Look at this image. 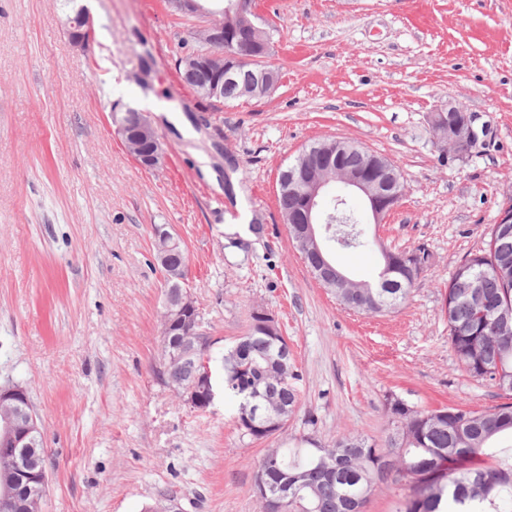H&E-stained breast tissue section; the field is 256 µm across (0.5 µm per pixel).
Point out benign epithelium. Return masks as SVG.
<instances>
[{
	"label": "benign epithelium",
	"instance_id": "benign-epithelium-1",
	"mask_svg": "<svg viewBox=\"0 0 512 512\" xmlns=\"http://www.w3.org/2000/svg\"><path fill=\"white\" fill-rule=\"evenodd\" d=\"M169 6L181 14H199L203 12L200 0H168ZM254 13L252 0H239V2L226 8V20L217 23L211 21L201 29V32L210 34L211 41L223 42L224 29H236V21L246 15ZM93 21L90 15L80 10L70 19L69 39L73 45L85 47L93 37ZM242 51L228 58L224 55L211 52L205 55L185 54L178 60V65L184 67V79H191L196 73L204 71L211 76L206 87L209 100L223 102L224 81L232 79L238 71L247 66L257 65L258 80L272 86L277 85V74L263 67L269 55V48L253 49L245 40L240 41ZM485 129L475 124L473 116H466L462 124L448 123L449 148L459 155L469 153L470 149L478 145ZM118 139L124 146L131 149L136 162L146 170H156L165 161V150L156 137V132L146 118L145 114L130 110L122 118L115 129ZM381 170L377 160H372L364 170L351 172L343 176L345 187L360 193L371 214L373 223L382 224L399 204L402 196L400 184L397 181L385 183L375 177V172ZM293 182L300 189L302 208L305 213V223L310 232H315L314 225L321 223L323 206L322 201L327 193L326 182H312L302 173L293 177ZM164 313L172 323H177L190 315L195 320L197 330L193 336L182 337L177 353L170 355V363L183 359H190L202 352L204 356L198 362L197 369L192 377L185 380L178 389L183 402L194 410H205L214 401L215 391L213 384V367L208 352L213 349L215 340L208 336L203 329L202 315L196 301L188 288H181L174 296H168L163 304ZM27 398L26 389L18 384L0 387V408H7L9 412L0 415V444L13 449L12 455L17 459L13 470L12 486L0 490V500L5 503L13 502V488H24L38 481L47 482V472L33 465L29 458L20 459L22 449L31 448L37 442L38 433L41 432L37 416L34 412H21L14 410L19 401ZM256 492L263 498L266 512H281L282 502L278 497H272L268 491V480L264 470L257 471Z\"/></svg>",
	"mask_w": 512,
	"mask_h": 512
}]
</instances>
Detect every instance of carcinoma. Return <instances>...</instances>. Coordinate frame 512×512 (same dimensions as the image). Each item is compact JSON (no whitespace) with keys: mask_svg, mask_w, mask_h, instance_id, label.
I'll return each instance as SVG.
<instances>
[{"mask_svg":"<svg viewBox=\"0 0 512 512\" xmlns=\"http://www.w3.org/2000/svg\"><path fill=\"white\" fill-rule=\"evenodd\" d=\"M266 90L257 78L244 71L235 81L224 83V101L243 97L261 98ZM336 150V140L312 143L290 166L304 167L308 177L321 175L331 180L336 171L320 172L308 154ZM372 152L360 145L349 146L340 156L341 168L360 170ZM278 203L284 217L295 218L299 211V190L289 183L279 184ZM324 232L343 240L344 248H364L360 222L350 209L323 213ZM292 240L323 286L335 294L344 308L364 314H385L409 298L412 287L430 254L416 248L414 265L393 264L385 283L342 279L326 250L299 236V225H288ZM475 278L479 291L492 313L480 316L468 289L460 282ZM448 342L458 361L473 377L491 382L506 396L512 395V224H494L488 232L486 248L467 257L448 281ZM505 312L508 323L501 324L493 313ZM247 333L224 351V393L236 400V424L241 435L252 441L268 438L259 419L244 414L241 405L259 395L266 411L293 413L297 393L291 384V365L274 362L280 348H288L277 324H264L255 311ZM160 346L159 375L177 387L192 363L168 368L169 353ZM387 413L394 432L378 443L357 437H343L329 451L313 455L309 448H283L282 458L295 464L288 470L293 482L283 498L282 512H363L378 483L395 472L402 487L399 512H508L512 505V463L497 459L507 449L494 446L503 436H512V404L483 411L443 407L415 409L405 401L387 399Z\"/></svg>","mask_w":512,"mask_h":512,"instance_id":"1","label":"carcinoma"}]
</instances>
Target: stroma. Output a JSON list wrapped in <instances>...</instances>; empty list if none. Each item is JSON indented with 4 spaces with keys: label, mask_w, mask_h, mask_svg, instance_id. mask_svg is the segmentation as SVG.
Segmentation results:
<instances>
[{
    "label": "stroma",
    "mask_w": 512,
    "mask_h": 512,
    "mask_svg": "<svg viewBox=\"0 0 512 512\" xmlns=\"http://www.w3.org/2000/svg\"><path fill=\"white\" fill-rule=\"evenodd\" d=\"M80 8L94 23L84 49L66 33ZM254 12L280 81L214 104L176 70L208 15L166 0H0V385H22L40 420L42 512H143L169 490L184 512H260L266 448L385 436L392 395L429 409L506 401L451 350L445 288L512 202V0H255ZM144 99L166 152L152 171L113 132V113ZM451 101L489 130L463 157L430 133ZM326 138L404 177L399 206L367 227L372 250L326 244L357 280L374 278L381 249L430 251L393 312L344 309L279 210V170ZM237 219L254 239L225 233ZM158 227L187 251L215 354L256 310L287 337L298 406L275 438L242 437L224 394L196 411L161 381Z\"/></svg>",
    "instance_id": "obj_1"
}]
</instances>
